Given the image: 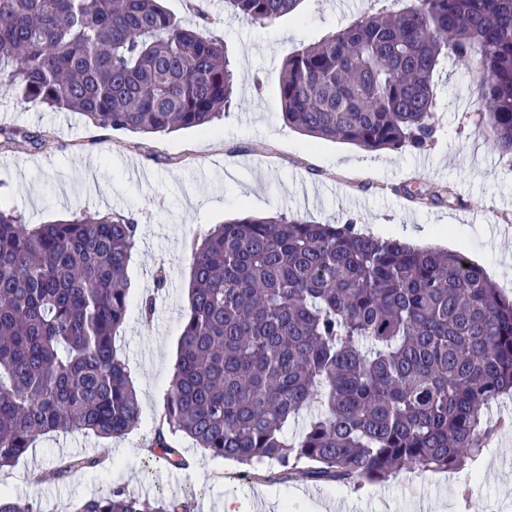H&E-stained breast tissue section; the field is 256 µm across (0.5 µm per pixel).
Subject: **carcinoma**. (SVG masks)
<instances>
[{
    "label": "carcinoma",
    "mask_w": 512,
    "mask_h": 512,
    "mask_svg": "<svg viewBox=\"0 0 512 512\" xmlns=\"http://www.w3.org/2000/svg\"><path fill=\"white\" fill-rule=\"evenodd\" d=\"M271 25L300 0H224ZM186 27L160 0H0V84L20 103L79 112L109 131L206 127L234 105L208 15ZM452 59L480 83L477 123L512 161V0H416L365 12L284 58L283 117L303 134L367 151L434 138V74ZM138 225L75 212L28 224L0 204V469L42 435L130 433L142 413L114 348ZM512 395V298L465 255L298 214L233 218L192 244L188 311L147 452L273 462L279 477L378 484L403 467L459 470L492 433L484 410ZM320 413L296 437L288 422ZM105 460L72 456L63 482ZM0 512H42L0 489ZM51 512H177L121 489Z\"/></svg>",
    "instance_id": "obj_1"
}]
</instances>
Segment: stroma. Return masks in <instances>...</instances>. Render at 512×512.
I'll return each instance as SVG.
<instances>
[{"instance_id":"1","label":"stroma","mask_w":512,"mask_h":512,"mask_svg":"<svg viewBox=\"0 0 512 512\" xmlns=\"http://www.w3.org/2000/svg\"><path fill=\"white\" fill-rule=\"evenodd\" d=\"M411 0H301L295 12L270 26L226 17L224 0H200L210 35L223 39L235 68V107L213 128L168 134L105 131L76 112H54L19 103L12 87L0 88V199L27 223L47 224L75 211L114 212L134 218L140 236L128 266L129 311L115 338L142 402L139 426L121 439L84 431L38 439L14 467L0 471V488L29 499L42 512L121 488L140 498L180 507L220 505L237 493L264 502L303 496L325 512H512V396L486 409L494 433L474 462L455 471L402 469L380 484L336 486L296 475L242 477L243 467L217 461L177 435L190 465L167 469L136 449L147 444L162 416L164 394L177 360L187 309L192 241L243 214L298 213L319 222L403 238L410 230L446 228L447 248L468 255L512 296V163L499 156L474 116L478 88L464 67L440 65L435 75L438 129L424 150L369 152L342 141H317L288 127L278 82L286 54L345 27L360 12L400 10ZM52 133L49 148L30 147L27 135ZM451 188L452 204H421L406 191ZM170 272L157 293L151 323L139 314L158 267ZM100 454L114 469L50 484L37 473L64 457Z\"/></svg>"}]
</instances>
